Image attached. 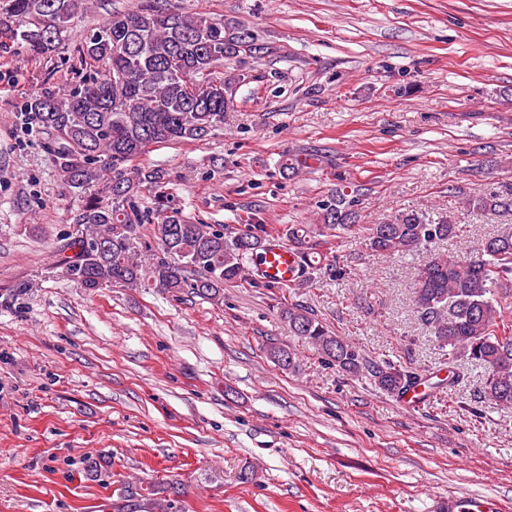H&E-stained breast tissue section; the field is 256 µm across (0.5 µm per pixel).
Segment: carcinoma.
I'll list each match as a JSON object with an SVG mask.
<instances>
[{"label":"carcinoma","instance_id":"carcinoma-1","mask_svg":"<svg viewBox=\"0 0 512 512\" xmlns=\"http://www.w3.org/2000/svg\"><path fill=\"white\" fill-rule=\"evenodd\" d=\"M80 8L79 0H0V52L20 51L50 58L64 44ZM255 31L241 22H218L203 12L179 13L159 0H139L116 13L77 47L89 74L67 91L34 90L14 104L16 126L25 136L42 137V147L61 179L85 198L73 223L81 234L63 250L69 278L84 288L106 283L136 285L144 280L172 293L187 291L220 298L227 283L242 278L269 232L263 225L231 235L213 224L184 217L167 196L154 195L143 208L139 197L160 188L163 172L128 167L153 145L196 141L224 124L230 100L224 89L245 75L224 74V62L259 60L269 52ZM469 214L512 211V183L495 191L461 197ZM356 197L343 191L322 204L320 228H288L300 262L297 281L322 268V247L350 233H365L372 250L402 258L423 251L413 303L430 328L448 366L459 361L487 371L481 399L512 409V323L502 315L499 289L512 281V233L486 238L475 256L440 251L458 237L449 216L432 219L410 210L378 224L353 223ZM154 225L160 256L149 270L137 260L133 234ZM281 316L291 335L322 359L354 377H368L379 390L400 397L422 384L421 374L389 360L373 359L357 343L327 329L313 310L290 302ZM271 359L282 369L296 366L294 353L272 345ZM178 482L126 488L112 512H182Z\"/></svg>","mask_w":512,"mask_h":512}]
</instances>
